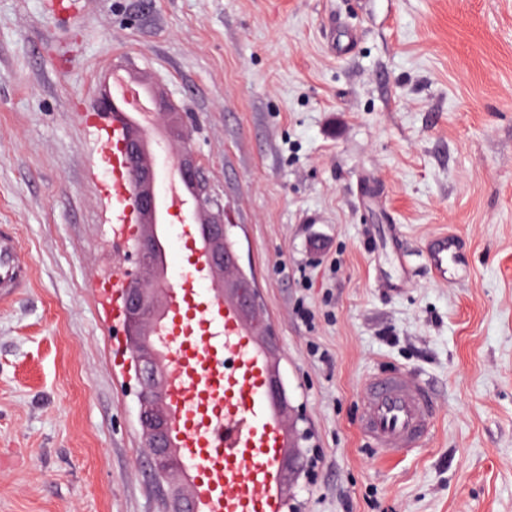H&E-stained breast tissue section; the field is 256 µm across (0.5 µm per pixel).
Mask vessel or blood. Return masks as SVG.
Listing matches in <instances>:
<instances>
[{
  "mask_svg": "<svg viewBox=\"0 0 512 512\" xmlns=\"http://www.w3.org/2000/svg\"><path fill=\"white\" fill-rule=\"evenodd\" d=\"M124 129L112 130V202L121 216L116 230L127 240L137 231L138 214L129 203L125 166ZM181 239L187 246L183 281L169 288L166 297V362L170 377L164 405L169 439L189 465V480L196 490L195 512H213L212 500L223 493L236 503V512H286L280 493L279 461L284 436L278 417L269 409V375L253 339L228 305L205 295L190 300L192 286L207 276L201 267L205 245L190 228ZM427 265L432 280L448 279L449 264L460 261L458 241L441 234L427 244ZM31 269L10 225H0V304L8 305L26 287ZM200 316V338H186L192 316ZM233 352L242 364V378L232 399V418L224 416V354ZM363 434L375 447L399 457L422 447L436 423V402L430 388L400 371L373 373L364 387ZM223 460L222 491L212 485V463Z\"/></svg>",
  "mask_w": 512,
  "mask_h": 512,
  "instance_id": "obj_1",
  "label": "vessel or blood"
}]
</instances>
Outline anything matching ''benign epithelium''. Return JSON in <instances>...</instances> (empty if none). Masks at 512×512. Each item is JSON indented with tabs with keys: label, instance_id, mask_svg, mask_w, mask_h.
Listing matches in <instances>:
<instances>
[{
	"label": "benign epithelium",
	"instance_id": "benign-epithelium-1",
	"mask_svg": "<svg viewBox=\"0 0 512 512\" xmlns=\"http://www.w3.org/2000/svg\"><path fill=\"white\" fill-rule=\"evenodd\" d=\"M151 98L156 114L170 117L169 130L176 149L172 150L169 160L178 169L182 182L193 191L191 208L182 217V223L198 225L206 245L215 295L236 307L240 321L253 340L259 343L263 353L273 359V332L270 325L257 315L260 307L258 288L254 278L247 275L239 263L235 244L229 239V224L224 221V208L212 196L197 164L191 134L180 113L163 95L154 93ZM122 119L127 129L126 165L131 176L133 201L144 221L143 234L136 244L140 271L131 275L122 289L126 338L140 385L138 420L155 478L170 487L160 512H188L190 493L179 482L188 465L168 443V419L162 402L165 355L157 347L164 323L162 294L166 290V280L159 268L162 242L155 232V219L150 212L152 203L158 199V172L156 167L146 164L149 147L139 138L138 127L127 116H122ZM270 372L273 402L282 412L289 413L288 395L278 366L271 364ZM297 422L298 418H293L286 444L288 452L281 461V469L288 475L290 483L296 481L307 467L306 450L301 445L307 440V432L298 430Z\"/></svg>",
	"mask_w": 512,
	"mask_h": 512
}]
</instances>
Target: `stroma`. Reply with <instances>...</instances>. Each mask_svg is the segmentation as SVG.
<instances>
[{
    "label": "stroma",
    "instance_id": "35a3bbf8",
    "mask_svg": "<svg viewBox=\"0 0 512 512\" xmlns=\"http://www.w3.org/2000/svg\"><path fill=\"white\" fill-rule=\"evenodd\" d=\"M353 44L332 48L337 28ZM162 93L272 323L308 467L297 512H512V0H0V512H159L97 110ZM457 237L434 283L426 241ZM312 321H302L300 310ZM381 369L430 384L425 446L366 439ZM31 269L22 246L9 224L0 225V304L8 305L20 288H26Z\"/></svg>",
    "mask_w": 512,
    "mask_h": 512
}]
</instances>
